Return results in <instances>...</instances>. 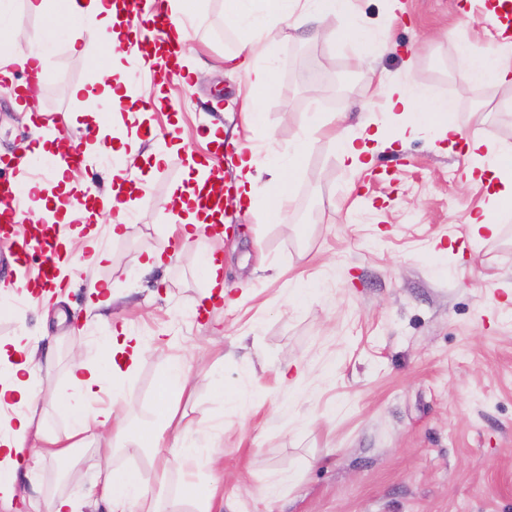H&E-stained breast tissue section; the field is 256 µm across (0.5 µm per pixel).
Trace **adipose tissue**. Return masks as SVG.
<instances>
[{
    "instance_id": "adipose-tissue-1",
    "label": "adipose tissue",
    "mask_w": 512,
    "mask_h": 512,
    "mask_svg": "<svg viewBox=\"0 0 512 512\" xmlns=\"http://www.w3.org/2000/svg\"><path fill=\"white\" fill-rule=\"evenodd\" d=\"M68 17L72 20H91L98 25L104 38L110 44L112 65L101 81L96 96L112 109H119L122 100L129 98L130 88L126 84L123 60L126 52L120 25L125 15L123 0H68ZM345 17L348 27L344 40H351L360 33L353 17L351 0H318L317 9L310 14L297 10V0H225L224 19L227 27L247 35L248 42L260 53L270 55L276 49L273 33L283 24L302 26L314 25L321 35L332 34V25L337 17ZM390 110L389 119L396 124H407L410 130L425 127L438 139L456 141L465 138L468 157H477L479 151L494 153L496 147L478 131L464 132L458 124L452 107L447 101L433 99L423 101L421 93L412 87H397L385 94ZM326 121L314 116L303 136L292 147L287 160H273L268 166H260L254 156L240 160L238 174L247 188L250 208H261L266 212H280L287 204L288 173L300 166L307 156L312 142ZM336 145L338 157L347 168L362 169L367 159L373 156L374 142L385 139L384 127L364 133L361 138L349 137L345 129L330 131ZM189 184L175 185L167 199V205L175 212L185 236H193L212 230L214 225L223 223V216L199 207L195 190L203 186L210 170L189 160ZM497 185L489 193L483 207V218H472L470 234L474 243H481L485 235L495 234L493 217L512 213V168L496 166L491 170ZM16 351L26 353L27 361L10 367L0 376V408H12L4 429L0 430V512H12L18 499L23 498L17 485V472L22 462L39 467L45 459H67L73 448L79 447L88 436H95L103 442L101 456L111 459L116 451L117 440L123 435L125 410L119 392L125 374L121 366H114L112 384L114 389L109 401H102V375L100 371L83 361H74L70 368L73 384L80 393L78 400H62L61 408L68 421L69 429L59 437L45 432L37 420V406L42 392L39 365L33 364L36 348L27 341H15ZM188 384L182 360H174L158 381V391L165 402L162 415L152 424L155 436L173 432L174 443L168 448H155L154 454L160 459L156 471L157 488L146 485L140 473L134 469H106L101 481L93 484V491L101 493L106 512H179L176 499L168 490L172 480L189 484L193 473L189 464L195 463L197 453L184 443V432L177 421V396L182 395Z\"/></svg>"
}]
</instances>
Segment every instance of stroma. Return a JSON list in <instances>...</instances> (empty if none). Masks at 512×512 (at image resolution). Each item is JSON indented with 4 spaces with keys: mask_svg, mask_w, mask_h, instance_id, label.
Instances as JSON below:
<instances>
[{
    "mask_svg": "<svg viewBox=\"0 0 512 512\" xmlns=\"http://www.w3.org/2000/svg\"><path fill=\"white\" fill-rule=\"evenodd\" d=\"M491 0H353L360 22L391 29L388 42L342 43L309 38L289 25L276 32L275 88L258 95L261 118H245L243 73L224 58L253 62L239 33L224 23V0H184L187 50L202 68L167 77L157 109L122 105L102 119L88 96L107 70L94 24L70 22L67 0H50L62 31L48 58L39 105L43 137L66 135L84 151L73 180L104 194L108 158L125 129L139 139V168L148 179L129 200V228L113 238L111 212L96 237L108 253L101 265H70L66 285L45 306L25 301L41 253L18 265L16 246L0 240V346L38 337L54 364L44 378L39 415L64 434L59 394L73 392L70 364L80 358L111 366L100 346L104 325L89 302L91 285L110 286L112 315L143 337L145 347L123 384L126 424L137 432L158 410L156 384L168 362L186 361L191 392L179 401L189 438L224 442L207 464L199 448L195 479L182 491L184 512L196 494L219 483L211 512H512V220L474 248L468 222L487 201L486 185L468 180L462 157L432 132L378 143L371 167L341 165L329 135H320L291 175V200L278 219L235 211L224 233L222 301L205 303L200 259L209 238L184 240L165 200L185 181L187 154L212 155L216 140L256 152L288 147L309 112L364 113L385 125L383 89L415 86L452 102L464 128L479 127L512 146V83L463 76L469 55L512 57V29L485 20ZM42 25L24 0L0 8V55L16 32ZM15 88L0 83V178L19 179L11 159L30 137L15 106ZM172 130L183 150L153 166L150 151ZM168 268L142 275L139 259L159 246ZM304 377L282 381L285 365ZM224 383L236 391L225 400ZM96 445L73 449L68 461L45 460L30 496L86 497Z\"/></svg>",
    "mask_w": 512,
    "mask_h": 512,
    "instance_id": "35a3bbf8",
    "label": "stroma"
}]
</instances>
